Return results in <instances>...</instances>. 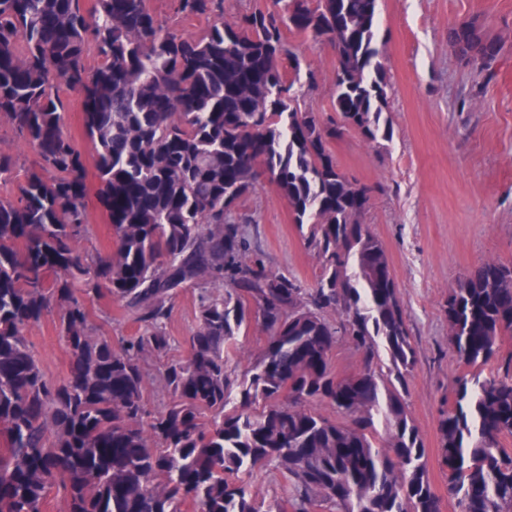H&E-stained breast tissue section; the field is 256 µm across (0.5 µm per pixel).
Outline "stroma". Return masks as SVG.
Wrapping results in <instances>:
<instances>
[{
	"instance_id": "1",
	"label": "stroma",
	"mask_w": 512,
	"mask_h": 512,
	"mask_svg": "<svg viewBox=\"0 0 512 512\" xmlns=\"http://www.w3.org/2000/svg\"><path fill=\"white\" fill-rule=\"evenodd\" d=\"M379 13L394 137L376 146L349 130L331 140L330 149L344 175L371 190L363 221L387 248L417 352L407 409L427 448L428 476L442 497V510L458 512L447 496L438 452V419L454 398L459 373L448 346L444 304L449 290L474 266L512 264V0H379ZM467 23L500 43L490 69H480L450 46L449 32ZM285 38L295 53L280 63L285 78L293 79L299 69L313 71L316 82L304 104L324 121H335L333 48L292 31ZM0 146L10 150L15 163L13 181H0V198H10L37 155L6 123H0ZM85 210L90 232L79 250L92 260L106 257L112 240L97 193L86 197ZM235 213L267 268L314 286L319 260L269 183L258 185ZM197 304L196 288L177 289L167 323L171 348L166 358L152 357L143 365L150 409H162L168 401L159 373L165 361L187 358ZM90 325L116 345L138 333L125 307L107 298L92 305ZM25 337L46 376L63 379L69 355L56 316H45ZM266 343L267 334L255 320L225 349L232 383L242 380Z\"/></svg>"
}]
</instances>
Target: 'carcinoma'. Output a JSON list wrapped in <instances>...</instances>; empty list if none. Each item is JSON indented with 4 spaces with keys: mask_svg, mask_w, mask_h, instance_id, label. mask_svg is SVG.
<instances>
[{
    "mask_svg": "<svg viewBox=\"0 0 512 512\" xmlns=\"http://www.w3.org/2000/svg\"><path fill=\"white\" fill-rule=\"evenodd\" d=\"M174 3L207 26L166 27L146 0L91 12L83 0H0V122L38 156L0 199V512H42L54 490L68 512H441L405 403L413 336L386 249L361 222L370 189H353L329 149L345 130L393 138L378 0H274L231 21L224 0ZM285 28L334 47L341 125L302 108L284 78ZM470 28L449 43L487 70L500 46L462 48ZM63 87L85 100L84 151L66 132ZM89 160L113 237L94 265L78 249ZM13 177L1 148L0 180ZM263 177L320 259L312 288L266 269L232 218ZM185 286L201 287L190 355L160 372L169 402L153 412L142 363L168 352ZM104 296L138 323L118 346L89 326ZM53 311L70 357L60 382L24 335ZM445 313L466 369L438 425L448 496L459 512H512V381L483 376L512 336V265L472 268ZM254 318L268 341L231 406L224 347ZM341 339L363 356L349 377L331 367ZM269 469L287 481L282 503L235 480Z\"/></svg>",
    "mask_w": 512,
    "mask_h": 512,
    "instance_id": "cac0c4a2",
    "label": "carcinoma"
}]
</instances>
